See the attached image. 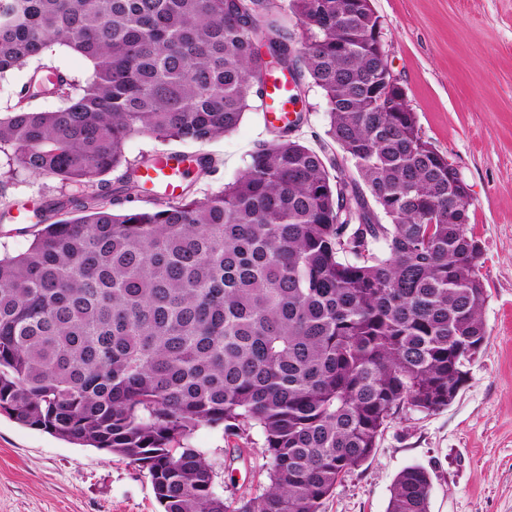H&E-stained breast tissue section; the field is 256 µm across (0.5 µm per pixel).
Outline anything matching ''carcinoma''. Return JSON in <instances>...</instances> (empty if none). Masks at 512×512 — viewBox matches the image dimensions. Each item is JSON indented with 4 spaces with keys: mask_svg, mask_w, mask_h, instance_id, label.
Wrapping results in <instances>:
<instances>
[{
    "mask_svg": "<svg viewBox=\"0 0 512 512\" xmlns=\"http://www.w3.org/2000/svg\"><path fill=\"white\" fill-rule=\"evenodd\" d=\"M379 20L360 0H0V77L53 45L93 68L77 92L34 69L0 117V152L75 188L53 208L74 217L34 212L0 257V411L128 459L162 512H320L400 407L448 406L487 339L481 250L410 104L380 102ZM272 63L306 68L355 175L293 137L298 114L222 189L115 209L147 192L130 135L233 131ZM47 97L64 105L31 108ZM220 424L259 431L260 495L215 490L191 439ZM430 489L403 469L387 512H429Z\"/></svg>",
    "mask_w": 512,
    "mask_h": 512,
    "instance_id": "obj_1",
    "label": "carcinoma"
}]
</instances>
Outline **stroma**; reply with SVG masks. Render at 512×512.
Listing matches in <instances>:
<instances>
[{"label": "stroma", "instance_id": "stroma-1", "mask_svg": "<svg viewBox=\"0 0 512 512\" xmlns=\"http://www.w3.org/2000/svg\"><path fill=\"white\" fill-rule=\"evenodd\" d=\"M383 21L388 62L403 86L424 137L469 188L468 231L481 246L478 275L488 336L468 366V379L448 407L404 408L388 422L369 460L347 473L322 512H386L391 485L405 467L425 468L430 512H512V0H372ZM53 67L77 83L91 63L62 47L0 77V116L18 100L31 68ZM296 138L328 164L352 173L327 134L322 91L297 69ZM259 101L236 130L203 143L131 135L124 155L135 162L159 151L203 155L206 174L190 168L184 190L200 198L233 181L259 143L272 141ZM57 178L34 175L0 153V254L27 249L37 229L19 212L72 194ZM215 462L218 491L256 496L268 457L258 432L226 435L202 426L192 437ZM150 479L127 459L17 423L0 413V512H160Z\"/></svg>", "mask_w": 512, "mask_h": 512}]
</instances>
